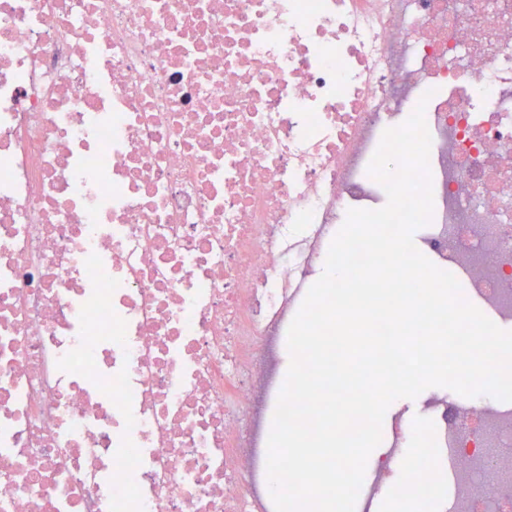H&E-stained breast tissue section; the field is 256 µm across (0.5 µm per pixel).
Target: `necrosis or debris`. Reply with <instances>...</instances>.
<instances>
[{"label":"necrosis or debris","instance_id":"obj_1","mask_svg":"<svg viewBox=\"0 0 512 512\" xmlns=\"http://www.w3.org/2000/svg\"><path fill=\"white\" fill-rule=\"evenodd\" d=\"M423 97V249L511 319L512 0H0V512H275L279 348ZM433 412L512 512V404ZM386 440L360 498L437 503Z\"/></svg>","mask_w":512,"mask_h":512}]
</instances>
